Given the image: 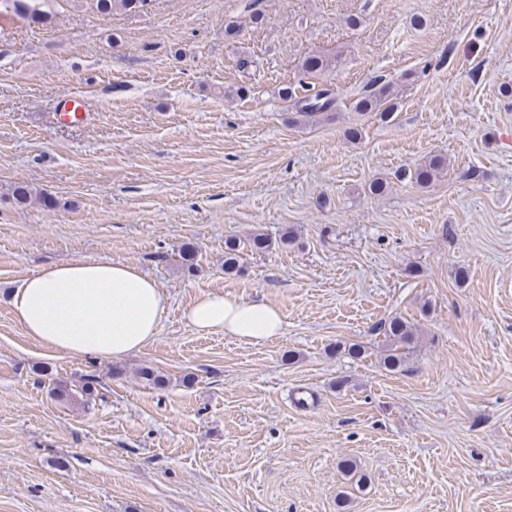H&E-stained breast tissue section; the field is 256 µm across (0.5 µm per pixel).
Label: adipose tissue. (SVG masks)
Returning <instances> with one entry per match:
<instances>
[{"label":"adipose tissue","mask_w":512,"mask_h":512,"mask_svg":"<svg viewBox=\"0 0 512 512\" xmlns=\"http://www.w3.org/2000/svg\"><path fill=\"white\" fill-rule=\"evenodd\" d=\"M168 307L154 278L106 258L41 269L10 296L11 312L26 336L56 351L99 358L142 350L158 335ZM184 319L199 334L221 333L247 343L270 341L285 331L277 307L214 291L199 295Z\"/></svg>","instance_id":"ef3b65f1"}]
</instances>
